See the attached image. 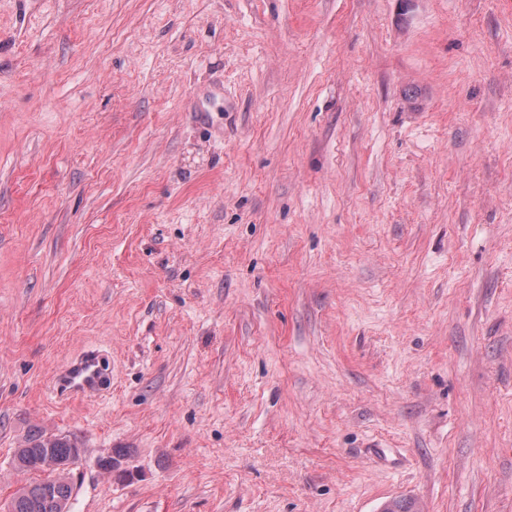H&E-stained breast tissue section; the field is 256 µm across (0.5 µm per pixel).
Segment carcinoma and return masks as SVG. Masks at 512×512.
I'll return each instance as SVG.
<instances>
[{
  "instance_id": "1",
  "label": "carcinoma",
  "mask_w": 512,
  "mask_h": 512,
  "mask_svg": "<svg viewBox=\"0 0 512 512\" xmlns=\"http://www.w3.org/2000/svg\"><path fill=\"white\" fill-rule=\"evenodd\" d=\"M81 453L65 437L49 438L41 430L28 435L22 447L15 449L12 464L34 479L11 499L13 512H69L73 486L58 466L78 463Z\"/></svg>"
}]
</instances>
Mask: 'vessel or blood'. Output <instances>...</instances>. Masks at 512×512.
<instances>
[{
    "mask_svg": "<svg viewBox=\"0 0 512 512\" xmlns=\"http://www.w3.org/2000/svg\"><path fill=\"white\" fill-rule=\"evenodd\" d=\"M112 381L97 350L88 348L73 359L55 382L58 395L92 400L110 391Z\"/></svg>",
    "mask_w": 512,
    "mask_h": 512,
    "instance_id": "1",
    "label": "vessel or blood"
}]
</instances>
